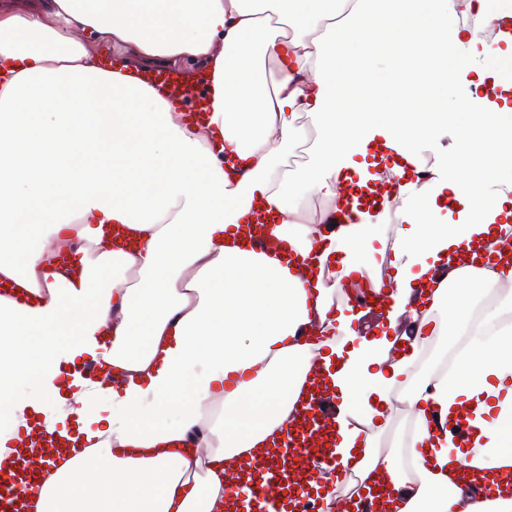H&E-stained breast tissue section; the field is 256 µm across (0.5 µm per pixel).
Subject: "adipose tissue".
<instances>
[{
    "label": "adipose tissue",
    "mask_w": 512,
    "mask_h": 512,
    "mask_svg": "<svg viewBox=\"0 0 512 512\" xmlns=\"http://www.w3.org/2000/svg\"><path fill=\"white\" fill-rule=\"evenodd\" d=\"M51 0L0 6V447L75 422L36 512H224V464L281 440L320 369L335 452L358 485L381 476L394 512H512L458 483L465 465L512 467V269L436 274L464 243L512 235V35L486 42L495 0ZM134 45L98 66L80 32ZM203 60L209 120L183 124L147 73ZM275 73H267L265 61ZM383 138L426 183L397 186L387 327L334 310L353 274L371 288L376 225L332 228L337 184ZM309 142L298 170L281 169ZM323 200L313 213L302 194ZM317 275L233 241L256 206ZM81 259L67 273L60 237ZM319 327L320 342L305 341ZM469 335L448 370L406 389L407 456L380 454L390 393L433 339ZM89 356L106 376L58 380ZM468 410L469 437L432 434L423 405Z\"/></svg>",
    "instance_id": "ef3b65f1"
}]
</instances>
